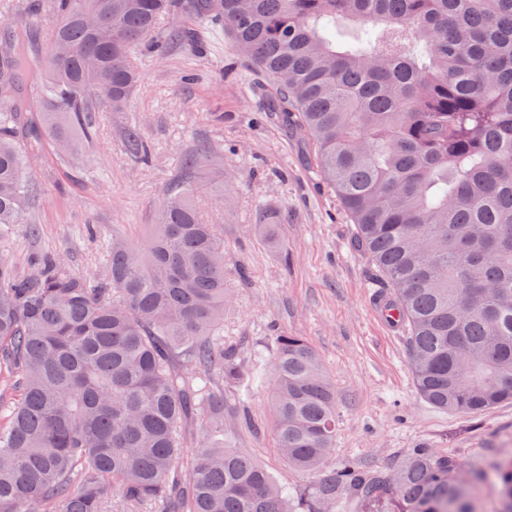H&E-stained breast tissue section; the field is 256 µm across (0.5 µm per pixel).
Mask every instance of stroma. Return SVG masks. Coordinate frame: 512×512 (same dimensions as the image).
<instances>
[{"label":"stroma","instance_id":"35a3bbf8","mask_svg":"<svg viewBox=\"0 0 512 512\" xmlns=\"http://www.w3.org/2000/svg\"><path fill=\"white\" fill-rule=\"evenodd\" d=\"M14 0L0 28L35 30L46 40L56 22L49 10L30 13ZM192 42L164 54L140 53L141 79L124 111L100 112L80 157L44 145L29 171L38 195L29 224L13 225L6 252L16 271L32 258L65 252L88 280L106 271L113 236L143 242L184 151L206 143L213 164L198 174L206 223L224 227L226 270L235 304L224 336L244 366H258L278 335L305 337L336 388L342 422L326 461L385 467L427 445L466 464L512 454V403L473 419L437 409L415 392L402 332L381 322L372 299L382 286L370 262L352 247L354 225L320 178L298 138L274 120L254 86L262 76L238 56L214 24L199 22ZM137 125L154 146V163H129L123 132ZM261 433L238 432L235 446L294 490L312 475L278 455L265 391L246 398Z\"/></svg>","mask_w":512,"mask_h":512}]
</instances>
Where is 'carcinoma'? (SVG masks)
<instances>
[{
    "instance_id": "obj_1",
    "label": "carcinoma",
    "mask_w": 512,
    "mask_h": 512,
    "mask_svg": "<svg viewBox=\"0 0 512 512\" xmlns=\"http://www.w3.org/2000/svg\"><path fill=\"white\" fill-rule=\"evenodd\" d=\"M56 25L31 100L27 33L0 53V241L27 224L28 161L76 156L96 112L140 78L134 54L224 27L267 77L268 111L296 131L388 288L417 394L479 416L512 401V0H49ZM153 161L141 129L122 136ZM211 152L186 150L142 245L112 238L91 282L59 253L20 275L0 254V512H512V456L465 466L421 446L387 469L325 471L341 414L320 356L276 336L273 377L224 340L233 295L224 235L195 203ZM270 385L296 493L232 446L251 424L224 385ZM206 433L191 451L195 428Z\"/></svg>"
}]
</instances>
